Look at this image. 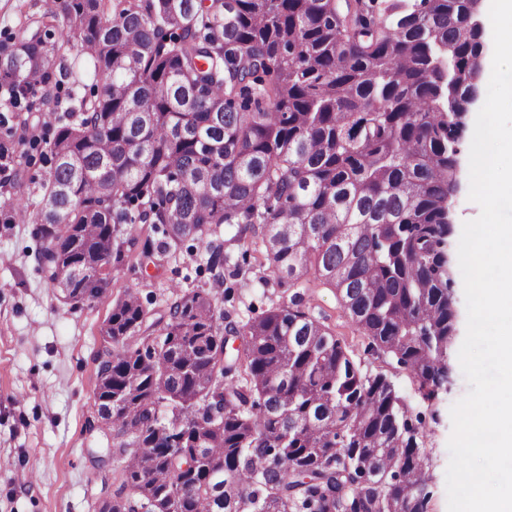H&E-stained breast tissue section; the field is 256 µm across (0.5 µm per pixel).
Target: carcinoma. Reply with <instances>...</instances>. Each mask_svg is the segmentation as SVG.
<instances>
[{"mask_svg":"<svg viewBox=\"0 0 512 512\" xmlns=\"http://www.w3.org/2000/svg\"><path fill=\"white\" fill-rule=\"evenodd\" d=\"M470 17V0H57L0 54L17 112L38 85L48 102L71 33L94 73L31 143L54 207L13 208L39 225L46 282L100 298L123 224L161 231L162 256L199 240L220 279L231 258L208 235L258 225L273 274L334 289L435 398L456 333L455 105L483 53ZM224 318L199 288L164 315L130 290L113 305L95 393L112 512H430L419 427L385 374L295 303Z\"/></svg>","mask_w":512,"mask_h":512,"instance_id":"1","label":"carcinoma"}]
</instances>
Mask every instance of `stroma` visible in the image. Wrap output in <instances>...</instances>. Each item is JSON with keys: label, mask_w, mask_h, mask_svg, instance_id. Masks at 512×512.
Segmentation results:
<instances>
[{"label": "stroma", "mask_w": 512, "mask_h": 512, "mask_svg": "<svg viewBox=\"0 0 512 512\" xmlns=\"http://www.w3.org/2000/svg\"><path fill=\"white\" fill-rule=\"evenodd\" d=\"M54 0H0V45L20 26H33ZM65 88L82 91L93 82L80 36H73L60 58ZM48 170L39 149L21 153L12 146L0 158V512H97L114 485L90 450L106 440L89 425L97 419L94 392L100 330L125 289L165 311L173 287L204 288L217 294L231 321L239 323L288 302L294 289L261 266L252 241L220 226L213 236L233 259H245V276L213 280L203 266L199 241H186L175 256L155 262L162 236L147 224H126L121 239L125 260L112 273L103 296L78 308L64 304L50 288L37 262L40 241L32 222L10 219L8 205L23 194L37 206ZM456 335L448 348L450 377L435 400L423 398L417 381L377 356L370 339L343 316L334 293L306 288L301 307L343 337L353 359L371 373H385L412 415L422 421L421 446L427 456L431 512H448L446 469L452 432L451 406L468 391L458 352L466 334L463 284H455Z\"/></svg>", "instance_id": "35a3bbf8"}]
</instances>
